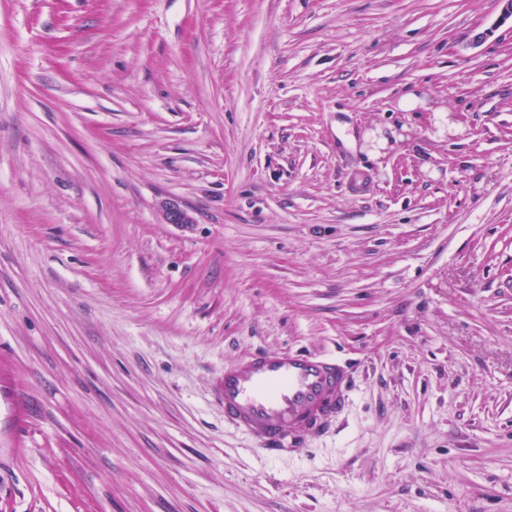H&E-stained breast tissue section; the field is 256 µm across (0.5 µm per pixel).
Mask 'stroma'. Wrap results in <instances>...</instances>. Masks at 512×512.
<instances>
[{"label": "stroma", "instance_id": "1", "mask_svg": "<svg viewBox=\"0 0 512 512\" xmlns=\"http://www.w3.org/2000/svg\"><path fill=\"white\" fill-rule=\"evenodd\" d=\"M499 13L0 0V512H512ZM288 348L356 387L267 459L220 382Z\"/></svg>", "mask_w": 512, "mask_h": 512}]
</instances>
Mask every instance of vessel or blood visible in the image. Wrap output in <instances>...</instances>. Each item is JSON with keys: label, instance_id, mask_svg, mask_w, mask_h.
Masks as SVG:
<instances>
[{"label": "vessel or blood", "instance_id": "b4317fda", "mask_svg": "<svg viewBox=\"0 0 512 512\" xmlns=\"http://www.w3.org/2000/svg\"><path fill=\"white\" fill-rule=\"evenodd\" d=\"M353 389L336 355L256 351L225 365L220 394L225 423L256 451L301 458L332 431Z\"/></svg>", "mask_w": 512, "mask_h": 512}]
</instances>
